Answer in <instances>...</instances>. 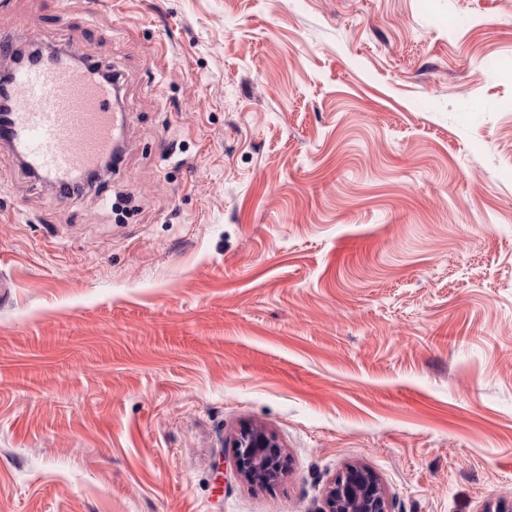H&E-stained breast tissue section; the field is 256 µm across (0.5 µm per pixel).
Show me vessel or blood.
Masks as SVG:
<instances>
[{"label": "vessel or blood", "mask_w": 512, "mask_h": 512, "mask_svg": "<svg viewBox=\"0 0 512 512\" xmlns=\"http://www.w3.org/2000/svg\"><path fill=\"white\" fill-rule=\"evenodd\" d=\"M14 107L0 142L49 185L94 169L114 152L118 117L113 86L87 68L48 56L14 70Z\"/></svg>", "instance_id": "b4317fda"}]
</instances>
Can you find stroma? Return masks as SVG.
<instances>
[{
    "instance_id": "stroma-1",
    "label": "stroma",
    "mask_w": 512,
    "mask_h": 512,
    "mask_svg": "<svg viewBox=\"0 0 512 512\" xmlns=\"http://www.w3.org/2000/svg\"><path fill=\"white\" fill-rule=\"evenodd\" d=\"M0 31L120 68L124 122L101 193L0 146V512H323L351 466L391 512H512V0H0ZM238 477L253 485H267L283 469L284 460L276 436L260 428L243 426L231 442Z\"/></svg>"
}]
</instances>
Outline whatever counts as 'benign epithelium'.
Segmentation results:
<instances>
[{"label": "benign epithelium", "mask_w": 512, "mask_h": 512, "mask_svg": "<svg viewBox=\"0 0 512 512\" xmlns=\"http://www.w3.org/2000/svg\"><path fill=\"white\" fill-rule=\"evenodd\" d=\"M238 477L253 485H267L283 469L284 460L276 436L260 428L242 427L231 442ZM324 512H390L388 501L376 478L365 470L351 467L338 475L325 492Z\"/></svg>", "instance_id": "7a95c632"}]
</instances>
